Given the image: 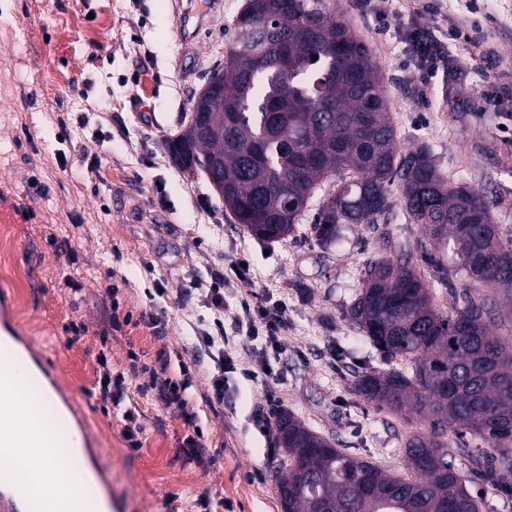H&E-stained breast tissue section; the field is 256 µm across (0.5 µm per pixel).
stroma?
<instances>
[{
	"mask_svg": "<svg viewBox=\"0 0 512 512\" xmlns=\"http://www.w3.org/2000/svg\"><path fill=\"white\" fill-rule=\"evenodd\" d=\"M244 0H0V224L14 232L15 320L44 350L88 418L112 469L122 512H200L203 491L230 512H282L275 489L281 452L259 416L285 410L335 447L399 476L404 439L427 421L375 409L353 392L358 373L401 367L349 324L347 306L365 265L410 250L437 284L452 248L431 246L422 228L394 208L387 224H346L326 248L313 212L294 234L265 243L235 224L205 173L180 169L166 148L191 115L214 71L223 68ZM336 13L368 45L381 69L401 150L428 145L441 175L482 195L501 239H512V0H393L387 19L364 0H336ZM458 33L454 55L427 73L414 65L407 30ZM224 290V328L240 302L282 304L286 329L270 353L272 376L234 375L223 401L197 376L186 408L138 396L147 431L129 448L119 419L93 396L100 351L127 369L128 351L148 385L161 358L194 357V328L213 315L201 289ZM111 286L112 297L98 293ZM135 322L112 326V310ZM154 310L160 325L138 322ZM86 332L69 344L65 327ZM193 413L208 448L186 460L182 440ZM261 472L262 481L247 474Z\"/></svg>",
	"mask_w": 512,
	"mask_h": 512,
	"instance_id": "obj_1",
	"label": "stroma"
}]
</instances>
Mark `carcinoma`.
Returning a JSON list of instances; mask_svg holds the SVG:
<instances>
[{
    "mask_svg": "<svg viewBox=\"0 0 512 512\" xmlns=\"http://www.w3.org/2000/svg\"><path fill=\"white\" fill-rule=\"evenodd\" d=\"M193 112L206 114L207 130L173 140L174 159L216 171L224 207L255 238L287 237L317 197L314 229L326 246L337 225L376 224L398 206L433 245L451 240L460 256L462 306L451 313L435 306L402 247L366 264L347 309L374 348L410 364L367 371L354 386L379 409L429 420V434L405 440L411 474L392 476L282 412V512H479L445 436L487 445L494 465L475 461L476 478L512 472V339L492 334L496 302L476 292L512 287V239H499L475 191L445 181L428 147L399 149L380 67L330 0H245L224 72Z\"/></svg>",
    "mask_w": 512,
    "mask_h": 512,
    "instance_id": "1",
    "label": "carcinoma"
}]
</instances>
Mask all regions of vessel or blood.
<instances>
[{
  "label": "vessel or blood",
  "mask_w": 512,
  "mask_h": 512,
  "mask_svg": "<svg viewBox=\"0 0 512 512\" xmlns=\"http://www.w3.org/2000/svg\"><path fill=\"white\" fill-rule=\"evenodd\" d=\"M12 302L7 290H0V351L9 352L11 359L0 362V448L28 452L32 448L47 449L57 455L58 441L53 433L22 422V413L12 397L15 379L35 370L42 389L47 390L56 402V414H67L71 438L80 442V451L72 452L66 465L57 467L51 487L56 498L71 495L72 473H79L92 483L104 502L112 500V470L101 462L89 425L64 389L56 370L48 363L30 340L12 334ZM0 512H46L43 494L26 487L21 479V469L12 464L0 465Z\"/></svg>",
  "instance_id": "1"
}]
</instances>
